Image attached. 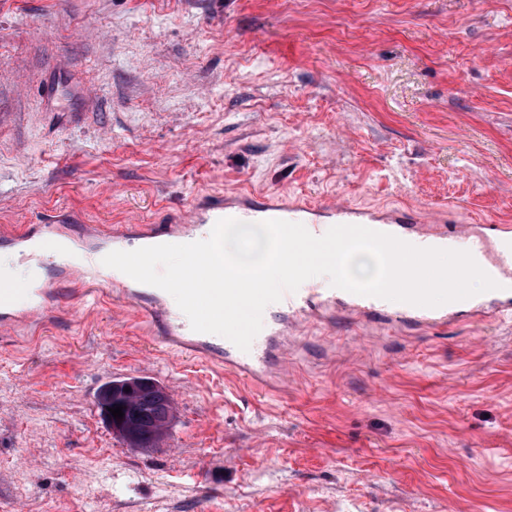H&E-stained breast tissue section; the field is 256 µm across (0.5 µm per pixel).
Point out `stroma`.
<instances>
[{
	"mask_svg": "<svg viewBox=\"0 0 512 512\" xmlns=\"http://www.w3.org/2000/svg\"><path fill=\"white\" fill-rule=\"evenodd\" d=\"M238 190L512 225V0H0V225ZM296 337L280 396L132 312L0 338V512H512V321ZM176 414L131 450L97 393ZM153 385H155L154 382L148 379L128 378L123 382L116 383L115 385L112 383V387L103 391L99 395L98 400L113 435L123 440L129 447H131V449L141 452H147L155 448L146 442H142L140 448H132L137 444V442L142 440L143 434L146 430L150 431L153 440L159 442L168 435L173 421L172 413L168 412L170 409H173L171 398L165 394H159L155 391L136 393L134 395L132 399L133 406H136L146 415L149 416L157 412H167L165 415L153 420L149 426H144L141 423L140 414L133 406L130 407L128 418L125 419V421L113 420L109 408H112L113 393L117 394V396L120 394L131 395L135 391L152 388ZM126 388H130V391H126ZM155 388L159 389L161 392L167 393V391L159 385H155Z\"/></svg>",
	"mask_w": 512,
	"mask_h": 512,
	"instance_id": "obj_1",
	"label": "stroma"
}]
</instances>
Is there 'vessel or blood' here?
Masks as SVG:
<instances>
[{"label":"vessel or blood","instance_id":"b4317fda","mask_svg":"<svg viewBox=\"0 0 512 512\" xmlns=\"http://www.w3.org/2000/svg\"><path fill=\"white\" fill-rule=\"evenodd\" d=\"M226 218L247 223L286 220L303 224L312 233L325 224L361 225L421 248L470 252L498 284L495 290L431 308L357 295L310 279L266 307L269 320L244 352L224 337L193 331L165 291L127 276L114 283L116 298L149 323L153 346L218 362L242 378L244 389L281 388L286 380L283 360L288 355L289 337L298 324L319 311L334 318L354 316L366 323H400L426 330L512 318L511 225L463 221L447 225L436 217L425 218L418 207L372 208L330 200L288 202L275 195L252 193L194 203L187 220L164 224H124L103 231L98 225L80 224L74 215L62 213L22 231L1 226L0 245L11 249L16 262L26 267L45 265L48 274L20 294L11 288L0 289V331L49 322L66 299L77 300L82 306L93 302L86 270L111 251L195 242Z\"/></svg>","mask_w":512,"mask_h":512}]
</instances>
